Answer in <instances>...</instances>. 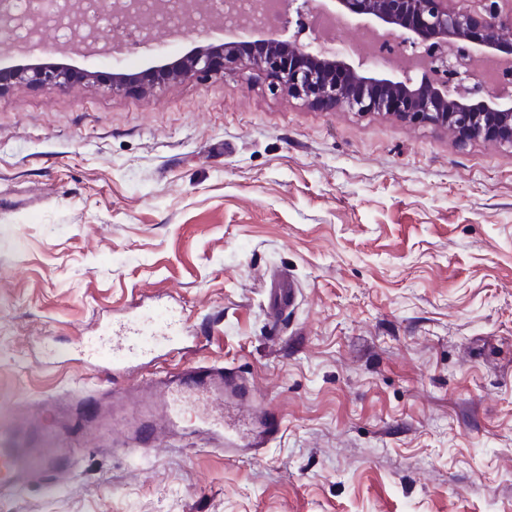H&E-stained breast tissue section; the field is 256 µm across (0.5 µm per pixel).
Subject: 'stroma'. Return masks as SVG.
Segmentation results:
<instances>
[{"label": "stroma", "mask_w": 512, "mask_h": 512, "mask_svg": "<svg viewBox=\"0 0 512 512\" xmlns=\"http://www.w3.org/2000/svg\"><path fill=\"white\" fill-rule=\"evenodd\" d=\"M48 30L0 70L138 73L197 46L162 30L111 58ZM295 305L269 331L270 275ZM167 304L166 362L238 366L284 417L226 459L193 424L131 455L112 405L63 487L0 512H512V151L436 126L325 112L235 71L150 97L92 82L0 91V445L99 385L81 351Z\"/></svg>", "instance_id": "obj_1"}]
</instances>
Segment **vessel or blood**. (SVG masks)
<instances>
[{
  "label": "vessel or blood",
  "mask_w": 512,
  "mask_h": 512,
  "mask_svg": "<svg viewBox=\"0 0 512 512\" xmlns=\"http://www.w3.org/2000/svg\"><path fill=\"white\" fill-rule=\"evenodd\" d=\"M277 312L291 307L295 287L291 278L280 277L273 288ZM184 322L175 309L153 308L147 318L120 323L108 344L96 347L92 356L105 381L112 385V401L124 397V376L146 359L172 355L183 343ZM155 386L165 394L155 414L135 418L126 425V438L135 447L152 448L165 435L178 431L187 408H194L200 433L232 457L253 455L282 431L283 418L272 405L259 402L246 377L235 366H187L155 378ZM251 405L255 419L240 429L226 415L234 402ZM74 453L62 438L38 448H0V484L23 486L39 483L70 471Z\"/></svg>",
  "instance_id": "vessel-or-blood-1"
}]
</instances>
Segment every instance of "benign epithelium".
<instances>
[{"instance_id": "obj_1", "label": "benign epithelium", "mask_w": 512, "mask_h": 512, "mask_svg": "<svg viewBox=\"0 0 512 512\" xmlns=\"http://www.w3.org/2000/svg\"><path fill=\"white\" fill-rule=\"evenodd\" d=\"M455 0H329L323 12L338 22L349 17L363 21L362 30L382 42L391 55L386 74H371V52L348 58L335 42L322 39L308 17L311 0H278L296 14L288 38L281 31L247 22L241 26L260 38L245 51L235 41L220 46L200 45L176 64L141 76L114 73L103 83L107 90L136 89L144 96L195 77L222 76L250 69L271 79L270 89L324 110L389 114L411 125L447 128L461 142L482 139L512 150V14L505 18L499 0H484V13L475 15L453 6ZM170 0H153L151 12H140L130 0H112L150 43L153 18L172 10ZM209 0H182L176 34L208 37L203 19ZM79 16L82 0H43L29 13L5 19V25L35 31L49 13ZM126 48L98 44L96 29L82 32L78 50L110 55ZM21 82L63 90L76 75L56 67H34L17 73Z\"/></svg>"}]
</instances>
